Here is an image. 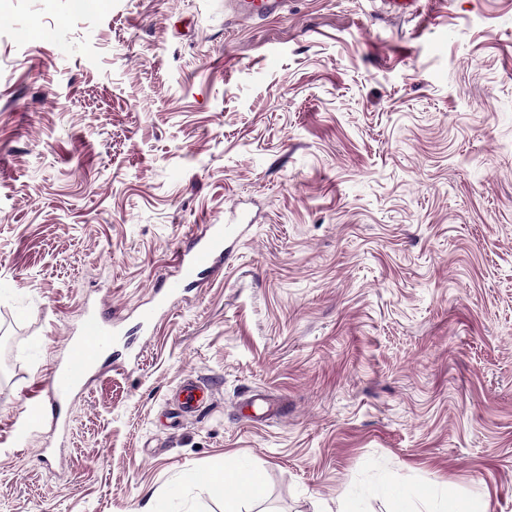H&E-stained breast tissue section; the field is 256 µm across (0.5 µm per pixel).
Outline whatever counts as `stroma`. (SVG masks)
Here are the masks:
<instances>
[{
  "mask_svg": "<svg viewBox=\"0 0 512 512\" xmlns=\"http://www.w3.org/2000/svg\"><path fill=\"white\" fill-rule=\"evenodd\" d=\"M88 302L123 342L58 413ZM229 460L246 512H512V0H0V512H224ZM283 0H225L224 12L234 16H264L279 14ZM235 232L236 228L230 224H207L193 238V245L188 250L179 251L175 274L164 280L157 305L142 312L143 322H153L159 309L164 308L170 299L179 296L189 283L195 282L217 257L224 256V235ZM205 391L200 386L188 383L182 387L178 394L179 408L185 413L194 414L203 403ZM262 476L257 472H246L232 464L224 470L215 471L209 478L211 489L224 491V511L241 512L239 504L248 498L259 497L262 493ZM394 493L396 507L392 512H423L418 510V502L430 501L426 492L409 490L403 486H397Z\"/></svg>",
  "mask_w": 512,
  "mask_h": 512,
  "instance_id": "1",
  "label": "stroma"
}]
</instances>
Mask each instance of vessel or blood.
Instances as JSON below:
<instances>
[{"instance_id": "vessel-or-blood-1", "label": "vessel or blood", "mask_w": 512, "mask_h": 512, "mask_svg": "<svg viewBox=\"0 0 512 512\" xmlns=\"http://www.w3.org/2000/svg\"><path fill=\"white\" fill-rule=\"evenodd\" d=\"M284 0H224V10L230 16L275 15L282 11ZM229 224H209L195 236L192 246L177 255L176 271L162 284V295L157 308L141 314L143 322H153L158 307L179 296L189 283L195 282L202 271L217 257L224 254V237L233 233ZM114 343L108 318L94 305H87L84 318L72 338L67 360L60 365L46 385L49 401H67L79 387L89 370L99 359L106 357ZM205 391L195 384H187L178 394L179 408L183 413L194 414L204 400Z\"/></svg>"}]
</instances>
